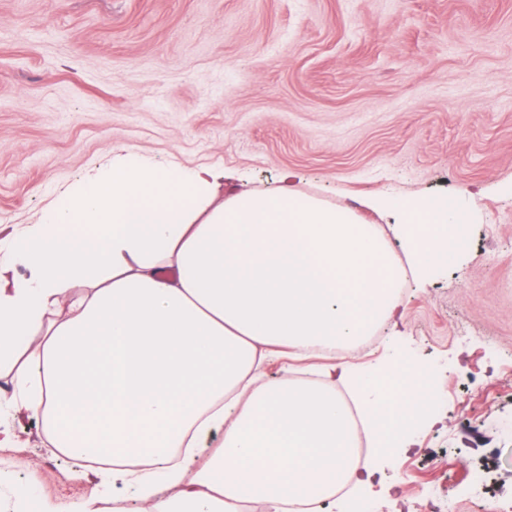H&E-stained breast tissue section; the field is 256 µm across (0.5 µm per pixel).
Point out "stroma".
Instances as JSON below:
<instances>
[{
	"label": "stroma",
	"mask_w": 512,
	"mask_h": 512,
	"mask_svg": "<svg viewBox=\"0 0 512 512\" xmlns=\"http://www.w3.org/2000/svg\"><path fill=\"white\" fill-rule=\"evenodd\" d=\"M116 151L228 190L292 175L397 251V203L450 198L470 247L408 280L349 359H432L445 396L371 498L431 512L432 484L457 512L512 504V0H0V258ZM4 426L0 512H25L20 481L44 512L111 496L37 423L0 409Z\"/></svg>",
	"instance_id": "obj_1"
}]
</instances>
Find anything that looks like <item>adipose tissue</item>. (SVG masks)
Wrapping results in <instances>:
<instances>
[{
    "mask_svg": "<svg viewBox=\"0 0 512 512\" xmlns=\"http://www.w3.org/2000/svg\"><path fill=\"white\" fill-rule=\"evenodd\" d=\"M398 260L377 225L286 184L223 194L205 168L115 154L64 192L0 260V405L50 449L107 463L148 512H266L365 489L425 393L387 360L317 383L268 379L287 354L352 351L389 319L406 275L452 259L465 216L405 202ZM371 424L356 471L337 388Z\"/></svg>",
    "mask_w": 512,
    "mask_h": 512,
    "instance_id": "obj_1",
    "label": "adipose tissue"
}]
</instances>
